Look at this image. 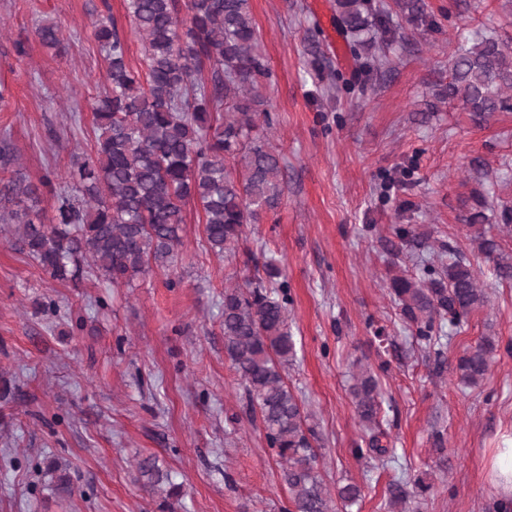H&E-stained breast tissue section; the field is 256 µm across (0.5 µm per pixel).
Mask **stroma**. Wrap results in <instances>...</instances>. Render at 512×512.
Returning <instances> with one entry per match:
<instances>
[{
    "label": "stroma",
    "mask_w": 512,
    "mask_h": 512,
    "mask_svg": "<svg viewBox=\"0 0 512 512\" xmlns=\"http://www.w3.org/2000/svg\"><path fill=\"white\" fill-rule=\"evenodd\" d=\"M415 2L413 14H392L363 68L333 0H251L272 72L259 133L280 156L284 192L246 227L239 255L208 248L193 202L176 266L152 267L131 288L107 287L90 269L78 283L55 281L0 231V512H161L163 493L137 479L147 457L181 485L175 512H285L288 487L222 329L225 287L272 257L293 298L286 381L312 415L326 485L362 489L348 512H389L404 470L429 486L415 512H496L487 460L512 446V282L478 252L467 218L485 198L486 238L512 250V223L501 219L512 210V111L478 119L441 94L458 41L512 47V0ZM106 13L142 68L124 0H0V132L23 176L60 178L73 154L93 148L106 62L92 24ZM45 20L61 26L60 50L38 42ZM458 254L488 302L460 325L443 322L434 352L392 302L389 279L422 277L423 260ZM484 336L498 339L497 360L480 387H465L457 362ZM382 360L395 459L378 468L356 452L363 428L349 387ZM55 461L69 467V498L51 489Z\"/></svg>",
    "instance_id": "stroma-1"
}]
</instances>
